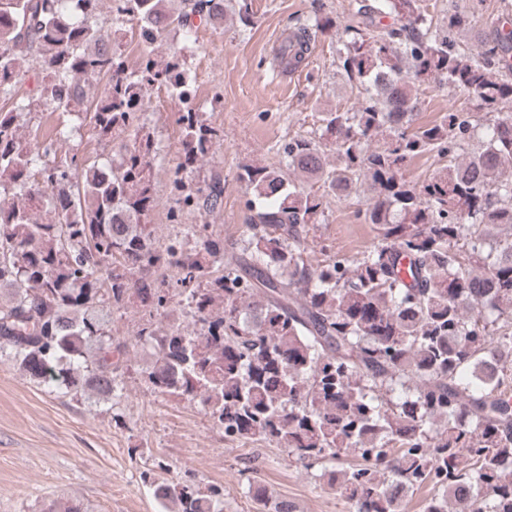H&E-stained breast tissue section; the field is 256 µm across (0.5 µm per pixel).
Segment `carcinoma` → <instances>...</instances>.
Segmentation results:
<instances>
[{"mask_svg": "<svg viewBox=\"0 0 512 512\" xmlns=\"http://www.w3.org/2000/svg\"><path fill=\"white\" fill-rule=\"evenodd\" d=\"M64 2L0 0V95L14 100L0 110V359L110 400L138 346L153 355L141 369L153 392L198 403L228 441L321 466L348 512H402L423 486L434 490L423 512H512V28L496 21L488 34L421 0H351L336 56L355 105L291 140L286 169L239 167L253 215L241 255L226 260L213 224L185 225L177 251L155 241L145 100L158 86L181 105L171 220L221 211V175L201 187L188 172L213 160L221 136L193 107L186 62L154 45L191 36L196 17L246 24L250 0H109L107 30L94 23L104 0ZM333 26L316 14L289 32L280 73L302 68ZM134 27L143 49L131 70L122 38ZM35 66L45 79L19 95ZM424 84L452 86L470 107L416 127ZM34 108L126 142L103 162L60 155L20 134ZM432 153L446 164L408 179V162ZM365 192L357 216L373 246L309 262L325 196ZM177 296L192 330L170 318ZM130 308L140 322L121 340L113 317ZM143 481L166 512H224L222 487Z\"/></svg>", "mask_w": 512, "mask_h": 512, "instance_id": "1", "label": "carcinoma"}]
</instances>
